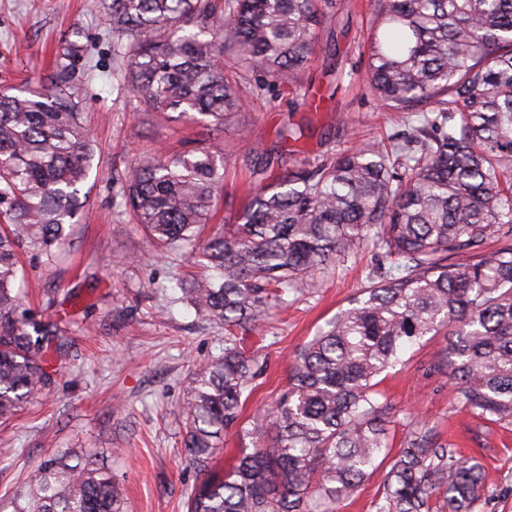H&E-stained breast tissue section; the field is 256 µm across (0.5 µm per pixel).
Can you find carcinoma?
Wrapping results in <instances>:
<instances>
[{"instance_id":"carcinoma-1","label":"carcinoma","mask_w":512,"mask_h":512,"mask_svg":"<svg viewBox=\"0 0 512 512\" xmlns=\"http://www.w3.org/2000/svg\"><path fill=\"white\" fill-rule=\"evenodd\" d=\"M136 112L224 127L245 98L301 90L336 0H100ZM367 85L418 125L393 144L362 142L276 172L277 152L244 158L245 202L213 234L224 199V147L201 140L129 164L122 205L160 253L211 271H177L176 301L224 326V354L198 362L183 406L184 457L199 474L187 512H337L389 459L376 512H474L479 463L409 422L389 456L392 407L375 379L404 350L450 327L435 369L466 404L512 422V0H374ZM79 46L52 74L0 91V420L49 385L58 324L25 307L21 252L50 266L71 245L98 153L80 112ZM388 266L295 356L288 389L249 420L263 373L245 349L267 311L366 246ZM255 439L228 471L224 435ZM12 512H123L112 473L57 455L31 473Z\"/></svg>"}]
</instances>
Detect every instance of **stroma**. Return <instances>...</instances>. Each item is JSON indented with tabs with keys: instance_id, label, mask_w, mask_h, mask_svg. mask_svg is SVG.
<instances>
[{
	"instance_id": "1",
	"label": "stroma",
	"mask_w": 512,
	"mask_h": 512,
	"mask_svg": "<svg viewBox=\"0 0 512 512\" xmlns=\"http://www.w3.org/2000/svg\"><path fill=\"white\" fill-rule=\"evenodd\" d=\"M371 18L370 0H341L307 70L311 91L322 96L319 110L292 94L253 100L240 120L251 129L245 140L238 122L218 132L177 129L165 114L133 111L130 92L113 75L112 29L98 0H0V86L37 80L60 46L77 44L82 110L101 150L88 179L87 217L72 229V258L49 268L31 255L21 257L26 306L62 319L71 336L53 356L50 384L0 425V507L31 470L65 452L107 463L125 490V512H185L196 474L182 458V406L192 364L223 352L224 329L176 302L173 262L158 257L146 232L121 212L114 176L146 150L214 138L224 144L229 209L240 204L248 152L278 149L288 168L304 156L405 133L400 114L386 111L365 88ZM284 126L301 127L303 137L279 142ZM376 263L374 251L362 249L353 262L318 274L295 301L269 310L264 337L245 343L266 363L245 415L278 401L292 359L349 307ZM447 343L443 333L425 337L401 365L381 375L377 390L393 407L390 449L401 448L409 420L428 423L440 441L483 466L485 489L475 512H512V423L483 420L435 371Z\"/></svg>"
}]
</instances>
